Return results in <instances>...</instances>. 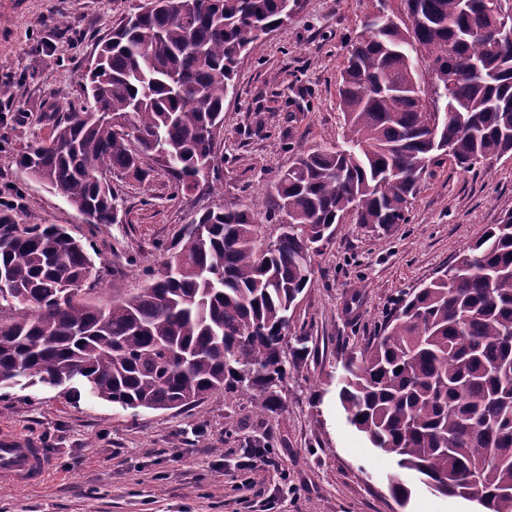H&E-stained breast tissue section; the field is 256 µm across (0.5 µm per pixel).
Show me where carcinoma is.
I'll use <instances>...</instances> for the list:
<instances>
[{"mask_svg": "<svg viewBox=\"0 0 512 512\" xmlns=\"http://www.w3.org/2000/svg\"><path fill=\"white\" fill-rule=\"evenodd\" d=\"M176 2L150 0L113 31L87 75L89 106L12 158L44 171L90 224L116 223L100 174L147 180L157 141L177 190L204 177L239 63L297 0H199L182 19ZM403 2L406 17L365 22L343 62L342 145L299 153L274 184L265 218L288 223L273 249L258 213L207 210L168 247V273L135 294L112 289L102 307L89 300V244L61 224L1 215L0 388L80 379L124 410L240 392L280 414L289 312L312 284L313 245L339 224L407 223L423 175L445 157L466 170L512 157V39L497 31L512 0ZM101 112L125 117L141 150ZM344 369L341 404L373 447L439 494L512 512V212L408 293Z\"/></svg>", "mask_w": 512, "mask_h": 512, "instance_id": "cac0c4a2", "label": "carcinoma"}]
</instances>
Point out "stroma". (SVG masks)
<instances>
[{
    "label": "stroma",
    "instance_id": "obj_1",
    "mask_svg": "<svg viewBox=\"0 0 512 512\" xmlns=\"http://www.w3.org/2000/svg\"><path fill=\"white\" fill-rule=\"evenodd\" d=\"M0 41V197L18 224H64L95 251L109 303L162 268L180 228L205 210L260 207L298 153L341 144L344 58L367 16L403 14L401 0H299L285 27L240 63L224 102L219 169L186 192L164 171L116 182L118 221L90 224L11 159L48 140L86 104L85 74L113 27L141 0H23ZM512 211V159L465 171L429 167L406 223L378 233L342 224L312 254L311 287L292 312L307 352L280 388L283 411L216 392L187 411L123 410L72 386L0 390V433L35 441L53 459L36 487L0 482V512H482L427 488L372 448L346 418L339 378L406 292L435 278ZM272 434L275 444L258 447ZM411 490L407 501L392 481Z\"/></svg>",
    "mask_w": 512,
    "mask_h": 512
}]
</instances>
